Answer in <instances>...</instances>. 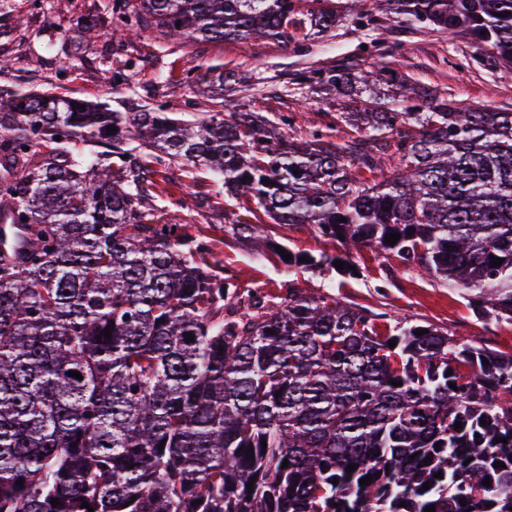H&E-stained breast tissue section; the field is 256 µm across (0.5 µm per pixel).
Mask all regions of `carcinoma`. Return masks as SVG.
<instances>
[{"label": "carcinoma", "mask_w": 512, "mask_h": 512, "mask_svg": "<svg viewBox=\"0 0 512 512\" xmlns=\"http://www.w3.org/2000/svg\"><path fill=\"white\" fill-rule=\"evenodd\" d=\"M361 2L109 7L121 38L286 44L304 24L314 37L364 16ZM377 2L512 69V0ZM305 82L355 103L334 115L336 140L269 134L286 115L190 122L0 86V512H512V354L418 322L383 334L331 294L290 288L271 304L211 275L183 225L148 218L158 167L202 166L248 212L391 254L468 289L478 319L512 322V110L386 65Z\"/></svg>", "instance_id": "cac0c4a2"}]
</instances>
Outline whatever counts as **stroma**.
Masks as SVG:
<instances>
[{
	"label": "stroma",
	"mask_w": 512,
	"mask_h": 512,
	"mask_svg": "<svg viewBox=\"0 0 512 512\" xmlns=\"http://www.w3.org/2000/svg\"><path fill=\"white\" fill-rule=\"evenodd\" d=\"M366 16L368 25L349 19L324 37L288 44L253 39L176 42L151 28L121 41L112 35L106 0H0V57L9 64L0 81L119 112L161 106L193 120L215 110L206 88L222 72L238 80L236 94L224 100L225 111L291 116L293 124L281 132L293 138L327 128L336 110L299 85L298 75L347 60L362 71L387 63L463 103L512 109V77L482 66L469 40L424 24L407 25L372 8ZM89 21L95 25L90 41L84 37ZM160 178L166 192L147 201V213L160 224L185 225L189 235L202 240L214 274L234 277L274 302L292 287L328 291L388 320L429 323L447 329L456 340L512 354V323L478 320L467 290L403 269L391 255L318 236L305 224L280 226L262 215L255 222L256 237L239 238L230 226L248 214L225 195L220 178L202 168L190 177L178 164L162 168ZM263 237L295 253L345 261L357 272L349 276L329 266L315 273L288 267L278 254L262 250Z\"/></svg>",
	"instance_id": "1"
}]
</instances>
